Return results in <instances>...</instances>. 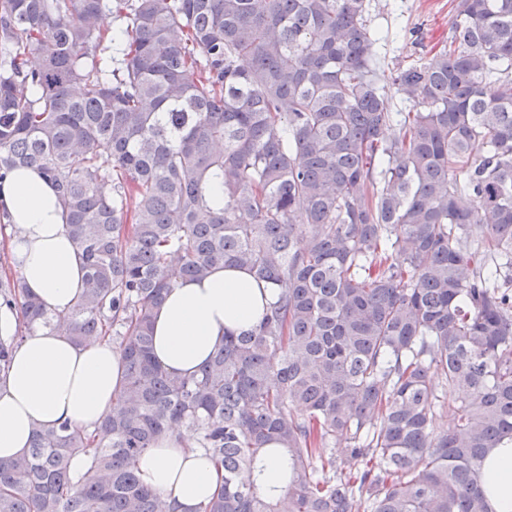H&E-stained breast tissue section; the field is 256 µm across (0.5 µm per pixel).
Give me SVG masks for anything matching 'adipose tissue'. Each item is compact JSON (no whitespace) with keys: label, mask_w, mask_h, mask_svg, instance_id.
Here are the masks:
<instances>
[{"label":"adipose tissue","mask_w":512,"mask_h":512,"mask_svg":"<svg viewBox=\"0 0 512 512\" xmlns=\"http://www.w3.org/2000/svg\"><path fill=\"white\" fill-rule=\"evenodd\" d=\"M0 211L10 216L5 246L30 294L50 313H70L82 289L83 262L54 187L37 171H12L0 181ZM279 293L235 268L179 281L154 312V360L168 372L193 375L223 346L225 331L255 328ZM22 321L19 307L0 308V338L16 342L0 381L3 459L23 456L40 426L95 430L123 386L121 351L111 340L78 344L43 326L21 338ZM138 468L161 505H175L179 512H197L224 475L184 428L157 440ZM482 478L495 512H512V448L495 449Z\"/></svg>","instance_id":"ef3b65f1"}]
</instances>
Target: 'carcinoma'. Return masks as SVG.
<instances>
[{"mask_svg":"<svg viewBox=\"0 0 512 512\" xmlns=\"http://www.w3.org/2000/svg\"><path fill=\"white\" fill-rule=\"evenodd\" d=\"M368 6L0 0V181L53 183L85 269L62 316L0 277L24 325L0 373L44 325L111 337L124 380L94 432L40 428L0 458V512H159L138 462L176 427L224 468L197 512H495L481 477L512 447V0H457L435 62L397 64L392 94ZM218 267L288 288L198 375L171 374L154 310ZM435 376L463 395L450 413ZM338 440L363 470H326Z\"/></svg>","mask_w":512,"mask_h":512,"instance_id":"obj_1","label":"carcinoma"}]
</instances>
